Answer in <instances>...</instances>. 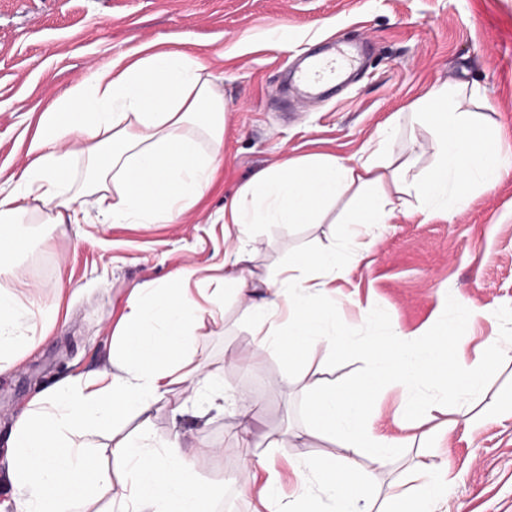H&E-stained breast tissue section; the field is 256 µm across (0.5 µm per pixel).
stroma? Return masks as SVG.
Returning a JSON list of instances; mask_svg holds the SVG:
<instances>
[{
    "label": "stroma",
    "mask_w": 512,
    "mask_h": 512,
    "mask_svg": "<svg viewBox=\"0 0 512 512\" xmlns=\"http://www.w3.org/2000/svg\"><path fill=\"white\" fill-rule=\"evenodd\" d=\"M275 28L286 30L287 49L267 45ZM343 35L370 46L357 81L317 104L297 103L286 87L288 70ZM184 37L225 106L223 162L197 204L172 224H103L98 197L87 195L88 223L60 224L48 235L38 223L18 226L26 246L13 288L21 295L35 289L58 315L49 336L0 374V512H10L13 496L5 476L11 428L37 391L108 364L133 288L177 269L223 276L224 205L258 169L288 157L352 156L395 115L391 160L429 167L434 137L411 106L437 85L476 88L464 108L500 142L498 184L463 208L441 205L428 216L414 202L370 229L366 264L336 281L341 322L355 342L335 356L260 349L243 301L225 296L205 314L192 352L223 392L191 397L186 384L174 385L154 405L148 431L155 444L177 437L194 454L211 512H259L253 487L264 476L263 459L275 463L288 497L316 491L317 479L298 477L291 462L341 450L326 436L305 435L307 384L327 378L351 387L374 367L358 342L394 328L427 341L467 308L473 316L454 366L481 371L488 397L512 399V361H492L487 351L491 339L512 336V0H0V190L10 191L12 175L30 162L35 111L108 59ZM339 212L332 207L319 224L253 225L240 244L246 270L266 278L298 254L343 246ZM455 293L465 306L446 302ZM367 305L374 313L364 319L358 310ZM243 359L261 375L251 385L258 406L251 448L235 437ZM404 398L391 386L376 401L385 429L412 441L387 466L363 461L376 476L374 501L408 482L415 460L432 456L448 472L431 512H512V419L478 416L439 393L446 411L403 429L393 412ZM272 438L278 447H266Z\"/></svg>",
    "instance_id": "35a3bbf8"
}]
</instances>
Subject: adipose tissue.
<instances>
[{"label": "adipose tissue", "mask_w": 512, "mask_h": 512, "mask_svg": "<svg viewBox=\"0 0 512 512\" xmlns=\"http://www.w3.org/2000/svg\"><path fill=\"white\" fill-rule=\"evenodd\" d=\"M460 95L440 86L416 103L434 134L435 159L427 169L390 167L382 138L348 159L291 158L256 171L238 189L224 207L225 231L239 237L255 224H313L350 190L358 203L342 221L359 227L389 223L413 200L427 213L449 196L464 206L472 191L498 183L501 147L463 111ZM223 146L224 97L186 40L170 46L149 42L91 71L39 112L27 149L31 161L14 189L0 193V282L14 274L21 217L36 215L47 224L85 220L72 190L71 160L86 165V192L111 191L103 223H173L209 188ZM368 248V242L354 239L344 254L332 248L304 253L259 284L245 270L231 269L219 287L195 289L192 272L178 270L165 282L134 289L109 367L38 392L12 428L6 471L15 490L13 512H69L110 485L109 473L91 462V451L78 435L110 428L132 413L149 417L153 405L187 379L215 389L199 368L172 363L170 355L192 348L207 306L223 299L225 289L248 297L244 314L263 349H280L288 339L330 356L350 343L336 318L334 283L360 264ZM24 319L48 322L36 298L21 299L0 285V372L15 365L25 346L17 334ZM466 326L459 321L425 344L397 330L364 342L375 367L355 392L313 382L308 429L337 438L346 453L299 465V472L318 476L320 487L293 502L284 501L276 473L268 472L257 490L265 512H428L444 491L433 477L435 461L415 465L413 474L422 481L418 491L393 490L379 509L365 495L371 477L358 461L368 457L384 466L405 446L373 426V396L386 381L408 395L399 411L403 418L433 409L431 387L465 401L481 394L480 374L462 379L448 371L449 339L464 335ZM112 454L123 462L125 484L108 512H208V495L196 487L179 442L158 450L140 439L121 440Z\"/></svg>", "instance_id": "obj_1"}]
</instances>
